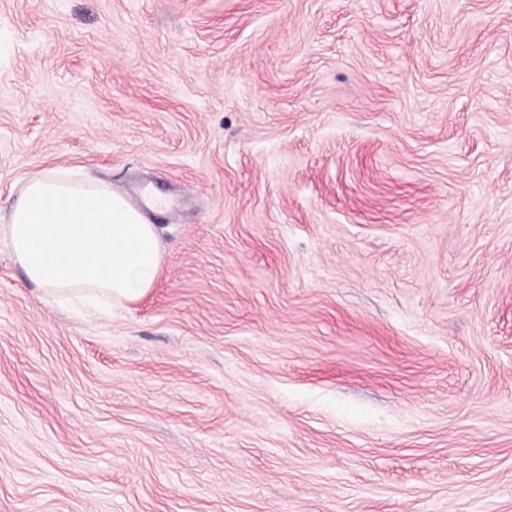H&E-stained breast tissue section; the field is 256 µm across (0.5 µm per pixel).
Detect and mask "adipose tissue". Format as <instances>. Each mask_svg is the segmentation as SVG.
I'll use <instances>...</instances> for the list:
<instances>
[{"label": "adipose tissue", "instance_id": "adipose-tissue-1", "mask_svg": "<svg viewBox=\"0 0 512 512\" xmlns=\"http://www.w3.org/2000/svg\"><path fill=\"white\" fill-rule=\"evenodd\" d=\"M0 236L51 300L134 301L162 261L140 206L110 184L53 170L27 180Z\"/></svg>", "mask_w": 512, "mask_h": 512}]
</instances>
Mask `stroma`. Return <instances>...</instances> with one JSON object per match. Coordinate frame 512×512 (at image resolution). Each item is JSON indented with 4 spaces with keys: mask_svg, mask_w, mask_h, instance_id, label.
I'll use <instances>...</instances> for the list:
<instances>
[{
    "mask_svg": "<svg viewBox=\"0 0 512 512\" xmlns=\"http://www.w3.org/2000/svg\"><path fill=\"white\" fill-rule=\"evenodd\" d=\"M152 185V288L0 240V512H512V0H0V225Z\"/></svg>",
    "mask_w": 512,
    "mask_h": 512,
    "instance_id": "1",
    "label": "stroma"
}]
</instances>
